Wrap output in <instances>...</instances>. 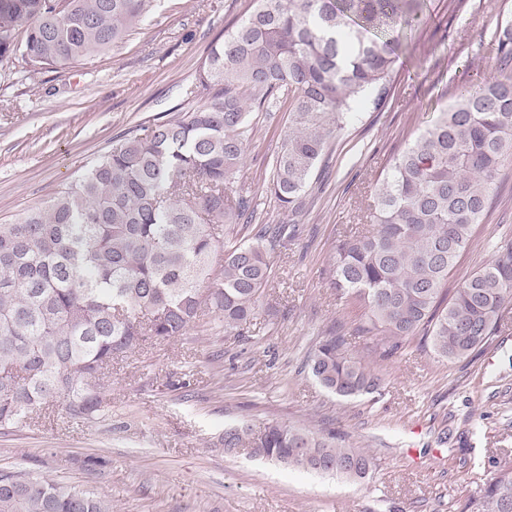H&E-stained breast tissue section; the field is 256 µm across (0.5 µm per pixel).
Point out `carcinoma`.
Returning a JSON list of instances; mask_svg holds the SVG:
<instances>
[{"mask_svg": "<svg viewBox=\"0 0 512 512\" xmlns=\"http://www.w3.org/2000/svg\"><path fill=\"white\" fill-rule=\"evenodd\" d=\"M150 0H0V62L29 80L94 56L142 21ZM422 0H253L209 46L197 84L207 101L117 140L77 181L12 224H0V430L60 401L92 420L112 360L148 340L183 336L208 311L235 332L257 318L272 255L290 224L251 237L252 199L228 185L242 167L252 114L288 105V132L265 192L285 212L308 204L317 164L361 112L396 87L401 38ZM499 75L438 113L379 173L373 230L339 240L330 286L364 307L362 336L388 358L423 332L448 361L497 335L512 304V236L448 296L445 285L512 161V35L493 32ZM334 332L305 367L341 398L377 392L382 374L344 351ZM250 448L285 466L367 477L366 452L336 434L269 422L224 430V450ZM512 468L500 469L462 512H503ZM0 512H112L110 500L25 472L0 473Z\"/></svg>", "mask_w": 512, "mask_h": 512, "instance_id": "obj_1", "label": "carcinoma"}]
</instances>
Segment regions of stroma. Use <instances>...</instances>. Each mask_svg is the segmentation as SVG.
Wrapping results in <instances>:
<instances>
[{
	"mask_svg": "<svg viewBox=\"0 0 512 512\" xmlns=\"http://www.w3.org/2000/svg\"><path fill=\"white\" fill-rule=\"evenodd\" d=\"M466 2L454 17L448 0H425L422 24L402 36L393 97L340 134L300 216L264 191L288 114L255 113L228 192L253 198L255 223L298 226L273 256L255 324L240 335L205 316L185 335L113 360L96 419L44 408L0 433V470L81 485L110 499L114 512H461L499 466L512 467V307L492 342L467 360H442L416 338L374 360L384 384L356 399L328 393L304 366L333 328L348 352H365L363 308L337 296L328 269L337 239L363 227L378 173L437 112L498 72L483 0ZM250 6L153 0L144 21L93 57L32 81L0 64V224L46 201L136 126L201 105L194 87L207 48ZM502 234H512V165L448 290L490 259ZM270 421L336 433L367 450L374 466L352 481L225 452V427Z\"/></svg>",
	"mask_w": 512,
	"mask_h": 512,
	"instance_id": "35a3bbf8",
	"label": "stroma"
}]
</instances>
